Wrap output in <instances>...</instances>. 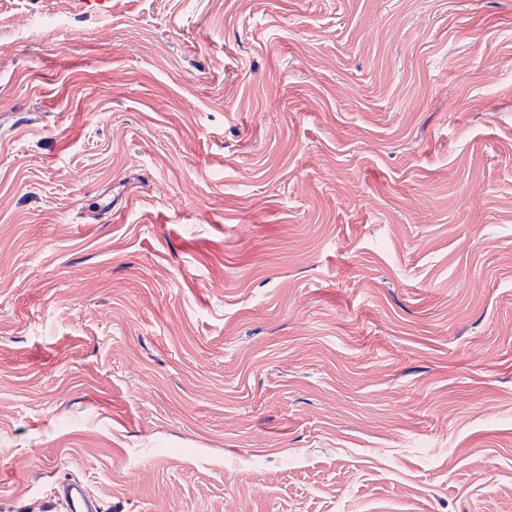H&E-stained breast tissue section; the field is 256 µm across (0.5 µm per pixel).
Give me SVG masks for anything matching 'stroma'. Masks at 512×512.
<instances>
[{
	"instance_id": "35a3bbf8",
	"label": "stroma",
	"mask_w": 512,
	"mask_h": 512,
	"mask_svg": "<svg viewBox=\"0 0 512 512\" xmlns=\"http://www.w3.org/2000/svg\"><path fill=\"white\" fill-rule=\"evenodd\" d=\"M512 498V0H0V512ZM57 504H62L67 512H101L103 510L101 502L88 493L84 483L73 478L59 482L47 511H55Z\"/></svg>"
}]
</instances>
